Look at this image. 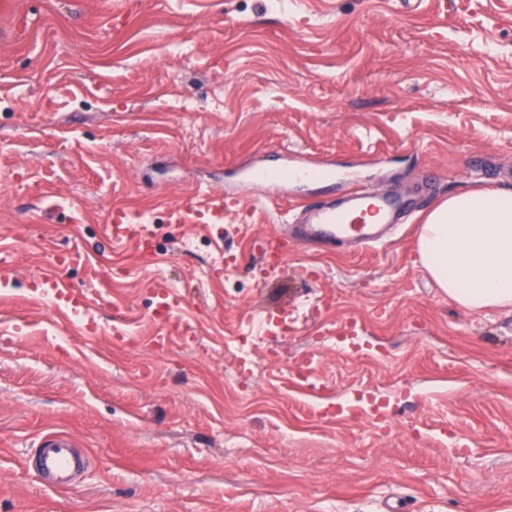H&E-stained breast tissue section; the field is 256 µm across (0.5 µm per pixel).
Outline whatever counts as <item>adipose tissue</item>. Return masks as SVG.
Returning <instances> with one entry per match:
<instances>
[{"label": "adipose tissue", "mask_w": 512, "mask_h": 512, "mask_svg": "<svg viewBox=\"0 0 512 512\" xmlns=\"http://www.w3.org/2000/svg\"><path fill=\"white\" fill-rule=\"evenodd\" d=\"M420 261L438 288L471 310L512 307V189L464 191L427 213Z\"/></svg>", "instance_id": "obj_1"}]
</instances>
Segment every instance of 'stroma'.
<instances>
[{
    "label": "stroma",
    "instance_id": "stroma-1",
    "mask_svg": "<svg viewBox=\"0 0 512 512\" xmlns=\"http://www.w3.org/2000/svg\"><path fill=\"white\" fill-rule=\"evenodd\" d=\"M321 162L275 202L240 177ZM362 184L425 211L512 188V0H6L0 512H512V308L448 299L416 218L359 253L286 238L298 204ZM205 186L240 211L170 223ZM116 206L148 216L145 245L107 239ZM243 224L281 234L280 278ZM168 288L193 345L153 342ZM51 433L88 456L65 493L26 465ZM42 284L47 295L53 296L58 301H64L72 308L82 307L85 304V299H82L61 277H44Z\"/></svg>",
    "mask_w": 512,
    "mask_h": 512
}]
</instances>
